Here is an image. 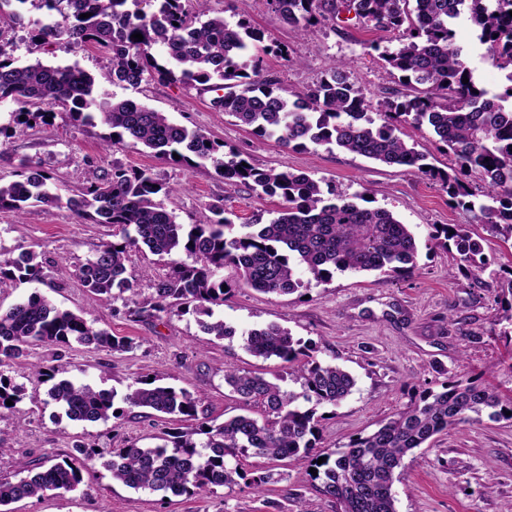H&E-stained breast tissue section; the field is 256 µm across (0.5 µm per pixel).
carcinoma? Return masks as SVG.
I'll use <instances>...</instances> for the list:
<instances>
[{
    "label": "carcinoma",
    "mask_w": 512,
    "mask_h": 512,
    "mask_svg": "<svg viewBox=\"0 0 512 512\" xmlns=\"http://www.w3.org/2000/svg\"><path fill=\"white\" fill-rule=\"evenodd\" d=\"M47 13L37 22L32 40H65L93 45L110 56L104 80L137 85L144 76L187 86H214L224 94L214 109L234 116L260 137H274L287 147L336 146L388 166L415 168L440 180L455 204L485 225L492 237L512 239V86L488 96L473 80L454 41L451 24L466 14L480 40L501 68H512V0H267L282 22L299 34L343 12L360 24L399 32L398 46L381 58L399 89L384 101L382 123L370 116V103L351 80L349 65L333 63L325 76L296 93L263 75L258 48L263 33L243 20L232 24L222 15L204 20L191 0H17ZM414 9H409L410 2ZM133 5L134 9L127 8ZM90 17L85 18L83 14ZM140 33L143 40L132 35ZM469 79L463 84L462 79ZM12 101L13 124L0 125L9 139L17 131L53 117L57 107L80 123H100L106 147L141 145L160 159L189 164L211 161L225 184L252 181L260 195L278 197L282 207L267 224L235 225L224 217V203L209 206L212 217L190 227L157 199L169 195L144 170L119 165L62 199L48 184L51 176L38 161L23 159V179L0 183V210L21 212L31 202L66 204L80 218L119 228L120 240L102 243L94 256L73 272L88 290L107 299L136 294L127 254L146 247L172 260L171 271L154 279L149 296L135 301L136 314L156 317L172 310L192 312L207 335L220 339L236 329L215 315L229 291L219 276L235 268V286L262 294L289 295L308 280L325 283L336 272L397 273L416 266L418 240L392 211L359 204L304 172L243 166L244 158L224 151V144L199 129L178 125L162 112L136 101L115 100L99 91L87 72L40 61L17 65L0 50V103ZM408 124L428 126L448 148L450 170L424 169L425 155L408 146L396 131ZM431 239L454 254L458 265L478 280L485 271L483 244L465 224L438 227ZM42 264L31 251L18 257L0 252V288L16 281L41 282ZM243 347L255 357L292 364L304 355L300 341L278 324L241 333ZM127 351L132 342L114 336L95 321L61 309L35 292L0 308V366L28 355L37 345ZM302 392L286 391L261 374L224 369V383L246 404L259 403L266 416L238 415L219 425L190 431L171 428L151 446L126 445L110 451L105 466L112 480L131 489L174 496L206 497L246 479L238 455L252 453L272 460L309 454L316 448V407L337 406L353 392L354 377L342 366L310 360L297 370ZM49 397L73 421H107L114 416V393L61 379ZM24 387L0 372V408H16ZM124 401L178 421L198 417L200 398L187 389L139 380ZM490 410L512 420V397L472 379H456L442 391L427 393L394 414L377 430L360 435L336 450L334 464L324 462L320 492L336 512H397L393 484L402 475L408 454L433 438ZM85 463L68 457L31 465L15 464L13 477L0 476V507L46 492H70L83 481Z\"/></svg>",
    "instance_id": "1"
}]
</instances>
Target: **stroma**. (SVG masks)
<instances>
[{"instance_id": "1", "label": "stroma", "mask_w": 512, "mask_h": 512, "mask_svg": "<svg viewBox=\"0 0 512 512\" xmlns=\"http://www.w3.org/2000/svg\"><path fill=\"white\" fill-rule=\"evenodd\" d=\"M197 14L224 13L260 29L265 44L287 47L286 57L266 56L267 74L298 92L312 84L338 60L350 63L351 78L372 104L383 102L398 81L380 58L391 45V33L366 28L353 20L328 22L297 35L283 24L266 0H197ZM0 14L12 16L0 37V50L16 64L40 61L77 65L115 99H131L165 113L191 129H199L248 156L260 168L301 171L346 196L366 193L373 206L392 211L409 224L420 248L414 269L398 274L336 273L325 284H311L290 295H264L249 288L228 295L220 312L236 337L218 340L202 333L191 314L159 318L137 316L130 294L105 301L73 276L92 258L112 228L75 216L66 206L32 203L23 215L0 211V251L18 256L35 252L44 264L41 283L18 282L0 293L10 305L37 292L56 306L98 320L113 335L133 339L132 350H92L35 346L28 357L7 362L0 372L23 384L25 395L15 409L0 408V473L12 463L82 455L86 464L77 490L50 492L11 504V512H336L319 491L312 474L314 460L299 456L272 462L254 455L241 457L245 471L271 472L263 493L246 483L220 488L206 498L164 496L113 482L105 462L117 446L151 445L165 426L164 418L124 406L129 386L143 377L196 392L202 398L198 418L219 424L239 414L260 419L264 408L244 404L224 385V370L239 368L284 375V388L299 390L287 377L291 367L280 360L253 357L243 347L241 331L276 323L300 340L306 354L343 366L355 377L354 392L337 406H322L317 450L330 455L350 439L375 431L421 394L440 391L451 379L482 375L502 395L512 394V335L500 318L508 283L512 282V244L492 240L485 246L487 268L481 283H471L457 269L448 251L435 247L430 233L440 224L468 225L473 236H486L472 213L454 204L441 183L418 171L388 167L339 148L292 149L273 138L252 133L238 120L211 106L212 91L180 83L146 79L140 85L111 84L102 76L111 67L107 53L92 46L64 42L36 45L29 33L43 11L18 0H0ZM456 43L476 81L493 93L506 84L504 70L490 59L486 45L467 18L455 24ZM102 125L73 121L56 110L50 124H37L0 146V182L17 178L19 162H41L61 196L85 186L101 168L118 163L150 170L163 184L179 185L164 204L185 225L205 221L208 207L223 201L234 224H266L281 207L279 198L257 196L250 185L226 187L212 163L191 167L156 158L142 146L102 151ZM68 274H58L55 263ZM57 369L59 378L115 392L117 417L108 421L68 419L50 399L49 377H36L30 363ZM397 512H512V422L482 414L438 435L431 448L416 450L393 486Z\"/></svg>"}]
</instances>
